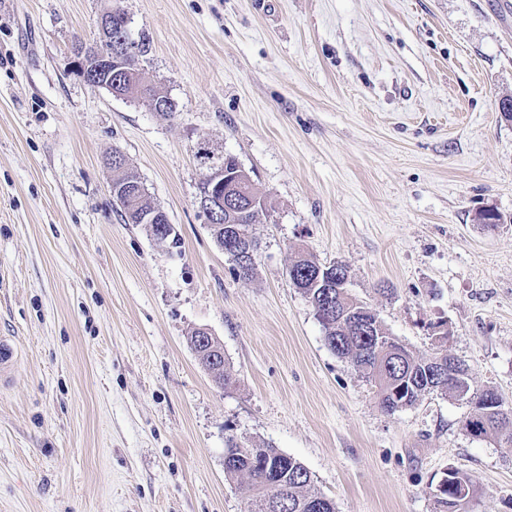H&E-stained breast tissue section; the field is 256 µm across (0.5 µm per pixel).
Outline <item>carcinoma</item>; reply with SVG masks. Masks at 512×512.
<instances>
[{
	"mask_svg": "<svg viewBox=\"0 0 512 512\" xmlns=\"http://www.w3.org/2000/svg\"><path fill=\"white\" fill-rule=\"evenodd\" d=\"M133 87L149 106L163 108L160 115L174 116L173 101L154 86L144 83L142 74L121 73L116 90L124 93ZM137 181L139 178L128 166L112 164V187L123 191ZM256 194L248 174L232 184H224V196H232L243 205L249 204L248 197ZM150 206L147 195L130 196L120 206L121 216L127 223L136 224L139 212ZM211 234L219 247L231 246L242 256V259L234 260L236 277L242 280L253 278L255 263L247 259V253L257 252L255 238L250 236L245 241H237L224 231L215 229ZM291 267L294 268L293 286L315 309H322L328 304L325 289L313 285L317 271H328L335 276L348 272V267L342 263L323 266L305 255L293 260ZM332 293L336 314L329 319L319 318L325 340L337 357L350 362L373 383L384 411L393 413L412 407L427 394L451 393L473 405L478 418L476 422L469 418L463 420V430H468L472 423L476 426L472 436L494 434L512 445V408L501 416L492 413L497 392L490 388H472L462 361H457V372L448 373V335L439 337L441 346L436 352L417 354L389 335L379 314L369 304L362 300L355 304L346 302L338 288L332 289ZM206 347L215 352L216 361L212 363L215 381L224 386L230 385L233 377L224 360L221 343L212 337L206 341ZM226 447L233 452L231 465L224 468V473L247 484L251 492L248 512H270L272 509L276 512H336L330 499L312 489L310 472L294 458L271 446L240 448L238 444L228 442ZM473 493L471 478L455 470L449 486L440 490L438 503L442 512H462L461 501Z\"/></svg>",
	"mask_w": 512,
	"mask_h": 512,
	"instance_id": "carcinoma-1",
	"label": "carcinoma"
}]
</instances>
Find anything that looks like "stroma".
I'll use <instances>...</instances> for the list:
<instances>
[{"instance_id":"1","label":"stroma","mask_w":512,"mask_h":512,"mask_svg":"<svg viewBox=\"0 0 512 512\" xmlns=\"http://www.w3.org/2000/svg\"><path fill=\"white\" fill-rule=\"evenodd\" d=\"M120 9L173 118L74 66ZM512 10L501 0H0V512H246L228 437L307 468L336 512H512V449L471 404L389 414L328 347L288 267L345 263L351 293L423 355L435 325L471 384L512 405ZM206 139L268 210L253 279L196 204ZM123 153L181 239L125 223L105 159ZM503 224L484 227L478 210ZM205 328L235 382L187 336ZM17 362V353L13 341L7 336H0V384L5 383ZM205 347L212 349L214 352L212 355L215 356L216 361L212 362L213 377L216 382L224 387L229 386L232 383L233 377L230 368L227 366L224 360V349L221 343L214 337H210V341L207 338ZM221 353V354H218ZM453 476L450 479L448 476L441 479L439 485L445 480L450 479L449 486L440 490L438 503L443 508L442 512H460L462 511L461 501L468 497H473V481L467 475L458 470L451 469ZM438 485V486H439Z\"/></svg>"}]
</instances>
